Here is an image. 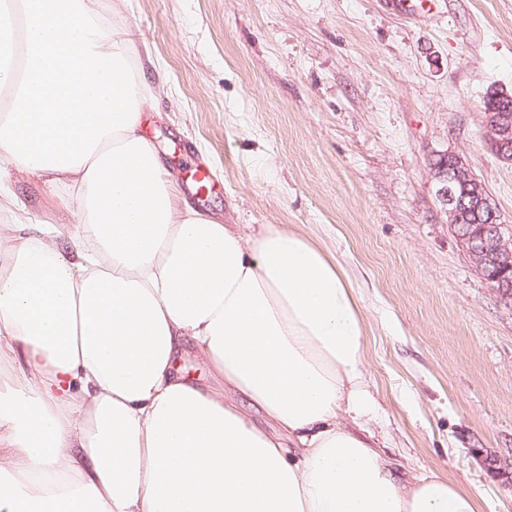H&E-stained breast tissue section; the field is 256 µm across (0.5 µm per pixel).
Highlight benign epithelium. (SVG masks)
<instances>
[{"instance_id": "1", "label": "benign epithelium", "mask_w": 512, "mask_h": 512, "mask_svg": "<svg viewBox=\"0 0 512 512\" xmlns=\"http://www.w3.org/2000/svg\"><path fill=\"white\" fill-rule=\"evenodd\" d=\"M486 145L500 161L512 164V113L489 108L484 112ZM432 181L448 218V227L476 271L512 305V233L485 184L473 172L468 159L456 152H442L431 163ZM470 211L487 219L466 231L459 228L463 213Z\"/></svg>"}]
</instances>
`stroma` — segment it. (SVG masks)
I'll return each instance as SVG.
<instances>
[{"mask_svg":"<svg viewBox=\"0 0 512 512\" xmlns=\"http://www.w3.org/2000/svg\"><path fill=\"white\" fill-rule=\"evenodd\" d=\"M156 84L147 133L192 209L279 224L357 288L374 430L405 472L441 471L512 512V310L458 246L430 163L466 156L512 223V165L483 101L512 89V0H96ZM208 166L212 190L188 175ZM5 221L64 224L72 202L17 171Z\"/></svg>","mask_w":512,"mask_h":512,"instance_id":"obj_1","label":"stroma"}]
</instances>
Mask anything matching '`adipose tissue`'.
<instances>
[{"label":"adipose tissue","instance_id":"adipose-tissue-1","mask_svg":"<svg viewBox=\"0 0 512 512\" xmlns=\"http://www.w3.org/2000/svg\"><path fill=\"white\" fill-rule=\"evenodd\" d=\"M14 29L0 164L74 211L0 225V360H25L0 388V512H479L379 449L341 264L280 225L181 208L135 46L93 0H12ZM188 346L238 400L182 373Z\"/></svg>","mask_w":512,"mask_h":512}]
</instances>
